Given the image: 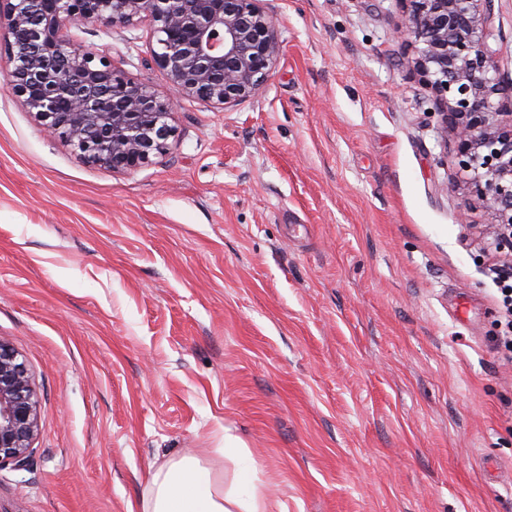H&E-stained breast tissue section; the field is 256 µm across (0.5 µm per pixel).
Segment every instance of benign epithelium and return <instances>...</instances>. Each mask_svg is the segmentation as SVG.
Masks as SVG:
<instances>
[{
	"mask_svg": "<svg viewBox=\"0 0 512 512\" xmlns=\"http://www.w3.org/2000/svg\"><path fill=\"white\" fill-rule=\"evenodd\" d=\"M491 0H400L395 38L408 67L436 92L443 130L455 138L470 196L496 218L498 248L512 257V97L503 101ZM7 21L8 85L46 131L85 162L114 172L163 153L174 128L170 100L135 83L68 29L92 20L124 27L149 20L155 65L189 97L226 108L258 96L281 53L263 0H0ZM39 430L27 364L0 338V468L24 466Z\"/></svg>",
	"mask_w": 512,
	"mask_h": 512,
	"instance_id": "obj_1",
	"label": "benign epithelium"
}]
</instances>
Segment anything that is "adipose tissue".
<instances>
[{
  "label": "adipose tissue",
  "instance_id": "1",
  "mask_svg": "<svg viewBox=\"0 0 512 512\" xmlns=\"http://www.w3.org/2000/svg\"><path fill=\"white\" fill-rule=\"evenodd\" d=\"M221 455L234 466L232 478L182 456L150 470L141 512H284L281 503L256 484L254 459L239 439L225 436Z\"/></svg>",
  "mask_w": 512,
  "mask_h": 512
}]
</instances>
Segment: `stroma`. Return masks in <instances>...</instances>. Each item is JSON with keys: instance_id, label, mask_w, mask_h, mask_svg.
Returning <instances> with one entry per match:
<instances>
[{"instance_id": "1", "label": "stroma", "mask_w": 512, "mask_h": 512, "mask_svg": "<svg viewBox=\"0 0 512 512\" xmlns=\"http://www.w3.org/2000/svg\"><path fill=\"white\" fill-rule=\"evenodd\" d=\"M267 6L281 54L229 108L169 82L149 21L71 28L175 103L127 172L27 111L0 29V338L40 417L0 512H137L150 468L223 466L228 434L286 512H512L506 257L400 0Z\"/></svg>"}]
</instances>
